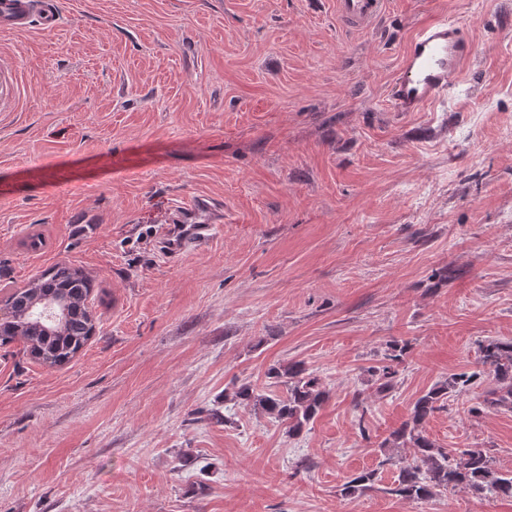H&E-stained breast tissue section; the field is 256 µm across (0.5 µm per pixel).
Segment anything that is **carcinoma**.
I'll return each mask as SVG.
<instances>
[{
  "instance_id": "cac0c4a2",
  "label": "carcinoma",
  "mask_w": 512,
  "mask_h": 512,
  "mask_svg": "<svg viewBox=\"0 0 512 512\" xmlns=\"http://www.w3.org/2000/svg\"><path fill=\"white\" fill-rule=\"evenodd\" d=\"M89 279L68 264H56L37 278L33 293L50 295L67 303L64 320H50L28 313L32 293L21 289L7 297L9 313L0 321V346L20 340L32 357L50 366L69 362L87 344L94 332V316L89 307ZM407 344L391 347V364L374 370L379 389L394 386L397 371L393 363H401ZM481 369L471 374H458L435 384L414 403L410 415L390 432L380 444V451L411 449L410 457L400 467L395 492L416 501H428L442 493L466 488L482 497L512 498V473H498L492 459L480 448H467L456 454L436 446L423 433V424L448 401L449 394L469 387L477 378L487 375L490 386L485 391L483 408L495 411L512 409V340L491 339L479 347ZM285 392L276 394L242 384L224 396L235 405L246 404L271 416L285 426L288 435L296 437L317 416L327 401L328 393L320 379L302 362L276 364L266 371ZM377 480L374 470L361 471L345 483L342 492L356 497L371 489Z\"/></svg>"
}]
</instances>
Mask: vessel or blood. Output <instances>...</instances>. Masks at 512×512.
Wrapping results in <instances>:
<instances>
[{
	"mask_svg": "<svg viewBox=\"0 0 512 512\" xmlns=\"http://www.w3.org/2000/svg\"><path fill=\"white\" fill-rule=\"evenodd\" d=\"M386 0H336L341 23L355 30H367L382 15ZM60 18L59 0H0V30L19 32L32 24L55 27ZM473 54L468 35L447 18L422 24L411 39L401 72L389 89L396 111L419 112L441 103L452 89L464 65ZM22 102V84L13 65L0 66V110L17 111ZM176 241L173 249L205 241L218 219L210 207L196 200L177 208Z\"/></svg>",
	"mask_w": 512,
	"mask_h": 512,
	"instance_id": "obj_1",
	"label": "vessel or blood"
}]
</instances>
